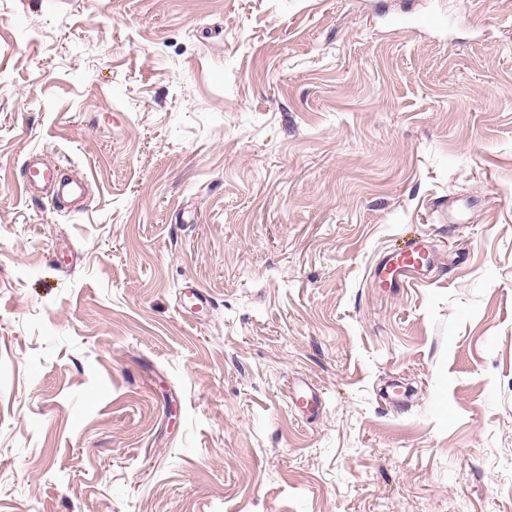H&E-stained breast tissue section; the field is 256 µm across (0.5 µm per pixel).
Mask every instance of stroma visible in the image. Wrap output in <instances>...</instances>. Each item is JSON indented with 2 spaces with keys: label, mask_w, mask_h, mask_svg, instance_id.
<instances>
[{
  "label": "stroma",
  "mask_w": 512,
  "mask_h": 512,
  "mask_svg": "<svg viewBox=\"0 0 512 512\" xmlns=\"http://www.w3.org/2000/svg\"><path fill=\"white\" fill-rule=\"evenodd\" d=\"M0 512H512V0H0ZM23 184L26 189L45 188L57 204L83 199L87 183L79 174L64 173L41 158L33 159L25 169ZM431 251L425 241L388 255L377 267L375 281L389 289L414 288L430 282ZM288 400L293 408L301 412V409H311L319 405V396L317 393L306 383L298 382L289 392Z\"/></svg>",
  "instance_id": "stroma-1"
}]
</instances>
